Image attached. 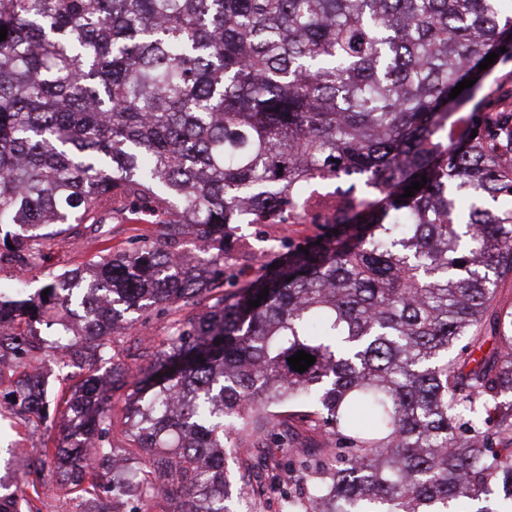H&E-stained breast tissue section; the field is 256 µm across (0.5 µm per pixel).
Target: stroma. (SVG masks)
Segmentation results:
<instances>
[{
  "label": "stroma",
  "mask_w": 512,
  "mask_h": 512,
  "mask_svg": "<svg viewBox=\"0 0 512 512\" xmlns=\"http://www.w3.org/2000/svg\"><path fill=\"white\" fill-rule=\"evenodd\" d=\"M317 224H251L239 225L224 245V260L240 273L241 280L251 279L258 268L273 257L272 247L282 236H290L301 242L317 235ZM102 244L91 230L78 226L72 228L66 240L53 245L45 267L30 273L31 288L41 287L49 271L86 268L88 261L101 249ZM170 318L162 313H152L139 319L133 329L112 337V352L116 360L130 365L146 364L148 352L163 348L169 338ZM36 341L43 350L35 357L17 363L0 365V495L18 493L34 463L40 456L43 441H57L63 435L64 421L58 404L68 388L58 371L54 369L47 347L52 333L45 327H37ZM40 373L51 393L52 410L44 424H36L34 416L9 409L11 394L23 375ZM112 494L99 492L94 496H82L70 492L68 487L56 486L44 494L36 506L39 512H113Z\"/></svg>",
  "instance_id": "1"
}]
</instances>
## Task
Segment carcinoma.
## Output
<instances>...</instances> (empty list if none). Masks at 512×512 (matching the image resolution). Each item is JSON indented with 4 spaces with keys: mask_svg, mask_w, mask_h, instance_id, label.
<instances>
[{
    "mask_svg": "<svg viewBox=\"0 0 512 512\" xmlns=\"http://www.w3.org/2000/svg\"><path fill=\"white\" fill-rule=\"evenodd\" d=\"M2 26L0 262L44 266L72 225L106 224L104 199L163 232L33 295L26 279L0 288V360L26 356L25 328L46 322L64 337L57 369L81 370L72 352L109 362L125 313L172 315L167 348L132 381L125 442L96 371L68 374L70 426L41 471L88 494L130 475V512L160 497L169 512H242L232 436L291 448L296 421L322 442L265 456L288 481L278 512H457L492 491L507 505L474 512H512L501 88L472 107L476 137L453 135L493 69L479 64L512 59V0H0ZM332 177L357 204L319 244L281 240L274 265L238 285L223 255L242 201L292 211ZM187 227L207 246L195 266L176 261ZM299 351L316 357L302 373L288 363ZM40 391L29 383L20 401L36 417ZM51 484L0 512L32 509Z\"/></svg>",
    "mask_w": 512,
    "mask_h": 512,
    "instance_id": "obj_1",
    "label": "carcinoma"
}]
</instances>
